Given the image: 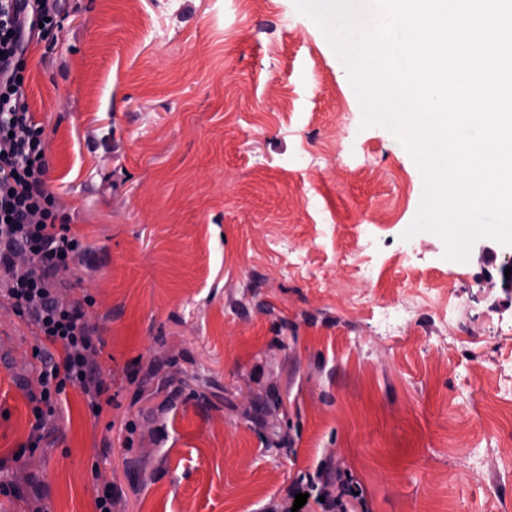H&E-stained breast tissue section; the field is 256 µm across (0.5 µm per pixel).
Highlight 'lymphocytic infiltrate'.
I'll return each instance as SVG.
<instances>
[{
  "label": "lymphocytic infiltrate",
  "mask_w": 512,
  "mask_h": 512,
  "mask_svg": "<svg viewBox=\"0 0 512 512\" xmlns=\"http://www.w3.org/2000/svg\"><path fill=\"white\" fill-rule=\"evenodd\" d=\"M61 13V0H0V299L65 351L59 362L37 352L31 451L54 429L66 386L80 388L92 409L107 390L90 361L101 339L84 304L57 297L58 274L81 260L86 247L69 235L47 188L44 130L33 120L25 89L26 52L32 42H56Z\"/></svg>",
  "instance_id": "lymphocytic-infiltrate-1"
}]
</instances>
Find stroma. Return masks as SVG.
<instances>
[{"instance_id":"obj_1","label":"stroma","mask_w":512,"mask_h":512,"mask_svg":"<svg viewBox=\"0 0 512 512\" xmlns=\"http://www.w3.org/2000/svg\"><path fill=\"white\" fill-rule=\"evenodd\" d=\"M26 93L47 184L89 248L112 398L67 387L21 453L35 329L0 302V512H268L331 470L355 512H512V306L498 266L397 251L423 194L294 0H64ZM378 276L360 279L357 267ZM406 310L388 321L391 305Z\"/></svg>"}]
</instances>
